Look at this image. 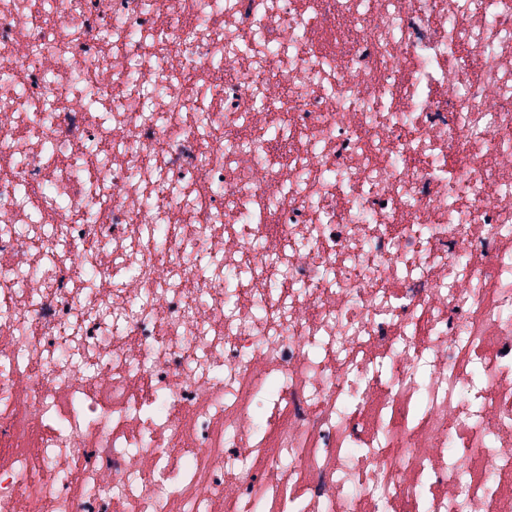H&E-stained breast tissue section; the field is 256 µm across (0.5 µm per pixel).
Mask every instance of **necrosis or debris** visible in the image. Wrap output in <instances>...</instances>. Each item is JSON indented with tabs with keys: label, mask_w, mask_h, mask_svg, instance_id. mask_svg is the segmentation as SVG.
I'll return each mask as SVG.
<instances>
[{
	"label": "necrosis or debris",
	"mask_w": 512,
	"mask_h": 512,
	"mask_svg": "<svg viewBox=\"0 0 512 512\" xmlns=\"http://www.w3.org/2000/svg\"><path fill=\"white\" fill-rule=\"evenodd\" d=\"M0 165V512H512V0H0Z\"/></svg>",
	"instance_id": "1"
}]
</instances>
